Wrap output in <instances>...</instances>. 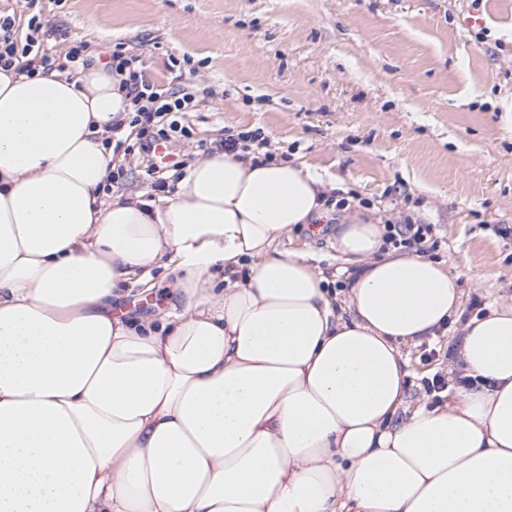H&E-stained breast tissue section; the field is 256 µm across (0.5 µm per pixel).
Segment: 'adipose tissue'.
<instances>
[{
    "label": "adipose tissue",
    "mask_w": 512,
    "mask_h": 512,
    "mask_svg": "<svg viewBox=\"0 0 512 512\" xmlns=\"http://www.w3.org/2000/svg\"><path fill=\"white\" fill-rule=\"evenodd\" d=\"M121 80L0 69V512H512V301L463 318L451 263L330 214L293 160L221 151L105 200ZM332 218L339 302L276 248ZM160 267L168 310L115 312ZM452 320L465 384L407 409L403 346Z\"/></svg>",
    "instance_id": "adipose-tissue-1"
}]
</instances>
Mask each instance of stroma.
Returning a JSON list of instances; mask_svg holds the SVG:
<instances>
[{
	"mask_svg": "<svg viewBox=\"0 0 512 512\" xmlns=\"http://www.w3.org/2000/svg\"><path fill=\"white\" fill-rule=\"evenodd\" d=\"M41 0L54 45L138 56L153 81L193 91L192 139L222 148L261 129L276 155L346 188L391 223L428 224L425 257L452 260L467 314L512 296V0ZM336 227L302 224L279 244L335 269ZM173 275L122 293V310L166 309ZM447 333L408 347L412 399L447 377Z\"/></svg>",
	"mask_w": 512,
	"mask_h": 512,
	"instance_id": "obj_1",
	"label": "stroma"
}]
</instances>
